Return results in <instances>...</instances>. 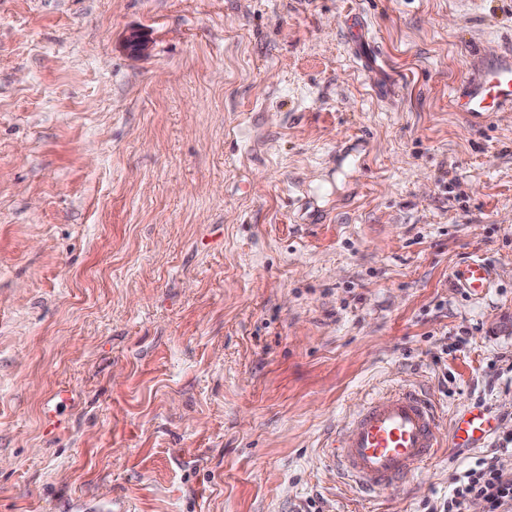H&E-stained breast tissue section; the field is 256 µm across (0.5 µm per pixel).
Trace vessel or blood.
<instances>
[{"label": "vessel or blood", "instance_id": "obj_1", "mask_svg": "<svg viewBox=\"0 0 512 512\" xmlns=\"http://www.w3.org/2000/svg\"><path fill=\"white\" fill-rule=\"evenodd\" d=\"M450 103L473 123L492 113L512 111V49L480 63L478 74L451 91ZM461 287L471 292L485 288L488 265L479 259L455 270ZM481 414L456 416L454 439L470 445L484 432ZM437 409L425 391L404 387L370 398L341 429L326 450L342 478L366 493L385 491L436 456L440 446Z\"/></svg>", "mask_w": 512, "mask_h": 512}]
</instances>
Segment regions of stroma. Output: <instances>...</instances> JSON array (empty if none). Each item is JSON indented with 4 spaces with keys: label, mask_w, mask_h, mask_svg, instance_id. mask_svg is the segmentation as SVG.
<instances>
[{
    "label": "stroma",
    "mask_w": 512,
    "mask_h": 512,
    "mask_svg": "<svg viewBox=\"0 0 512 512\" xmlns=\"http://www.w3.org/2000/svg\"><path fill=\"white\" fill-rule=\"evenodd\" d=\"M504 47L512 0H0V512L443 501L450 432L374 496L323 450L398 384L512 437V112L449 103ZM454 275L462 288H469L472 293H476L486 288L490 270L484 261L474 259L462 269L455 270Z\"/></svg>",
    "instance_id": "35a3bbf8"
}]
</instances>
